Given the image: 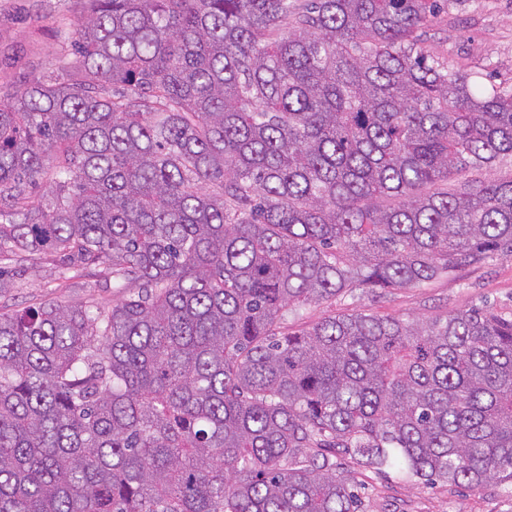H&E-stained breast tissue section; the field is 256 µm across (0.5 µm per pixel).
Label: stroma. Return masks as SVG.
Segmentation results:
<instances>
[{"mask_svg":"<svg viewBox=\"0 0 512 512\" xmlns=\"http://www.w3.org/2000/svg\"><path fill=\"white\" fill-rule=\"evenodd\" d=\"M87 0H0V90H13L72 59V39ZM421 45L449 70L473 73L483 87L512 85V0H463L421 31ZM0 307L20 309L57 301L112 303L120 293L109 270L70 267L47 255L19 267ZM490 305L512 309V258L459 268L417 288H367L286 316L284 330L307 328L326 316L368 309L380 315L417 317ZM336 462L362 496L364 512H512V484L481 490L448 489L407 477L399 468L376 467L344 451Z\"/></svg>","mask_w":512,"mask_h":512,"instance_id":"35a3bbf8","label":"stroma"}]
</instances>
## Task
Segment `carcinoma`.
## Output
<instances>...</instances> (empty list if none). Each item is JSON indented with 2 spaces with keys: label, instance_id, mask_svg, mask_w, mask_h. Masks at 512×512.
Here are the masks:
<instances>
[{
  "label": "carcinoma",
  "instance_id": "cac0c4a2",
  "mask_svg": "<svg viewBox=\"0 0 512 512\" xmlns=\"http://www.w3.org/2000/svg\"><path fill=\"white\" fill-rule=\"evenodd\" d=\"M88 2L0 92V262L134 292L0 311V512H362L338 448L512 481V312L282 331L512 258V88L419 45L462 0Z\"/></svg>",
  "mask_w": 512,
  "mask_h": 512
}]
</instances>
